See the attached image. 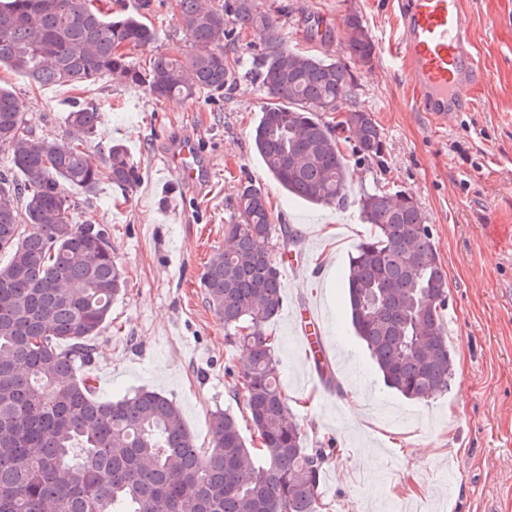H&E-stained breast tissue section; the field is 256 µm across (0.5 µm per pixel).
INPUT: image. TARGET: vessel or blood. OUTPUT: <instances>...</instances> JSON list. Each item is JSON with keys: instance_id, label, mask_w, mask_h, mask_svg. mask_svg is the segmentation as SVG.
<instances>
[{"instance_id": "obj_1", "label": "vessel or blood", "mask_w": 512, "mask_h": 512, "mask_svg": "<svg viewBox=\"0 0 512 512\" xmlns=\"http://www.w3.org/2000/svg\"><path fill=\"white\" fill-rule=\"evenodd\" d=\"M397 49L406 74L414 86L416 111L428 113L431 122L446 127L448 119L473 108L461 88L473 84L481 65L471 36V20L463 0H400ZM167 166L184 181L202 173L194 141L178 143ZM293 319L306 359L314 365L315 378H322L319 364L329 363L317 305L294 308Z\"/></svg>"}]
</instances>
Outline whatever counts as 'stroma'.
<instances>
[{
    "label": "stroma",
    "instance_id": "obj_1",
    "mask_svg": "<svg viewBox=\"0 0 512 512\" xmlns=\"http://www.w3.org/2000/svg\"><path fill=\"white\" fill-rule=\"evenodd\" d=\"M280 34L296 52L346 58L348 14H358L375 55L354 64L355 100L384 133V163L350 169V191L381 186L409 193L432 228L446 273L445 326L453 356L447 391L415 401L385 388L348 324L343 276L365 235L356 207L339 211L288 196L265 170L253 147L254 129L267 102L249 72L254 50L240 46L236 82L208 102L155 100L120 81L89 87H36L0 67V85L27 108L36 135L69 143L76 135L66 116L73 98L101 109L99 134L89 143L93 160L124 144L141 166V182L122 199L110 182L96 191H73L74 223L105 225L112 254L128 277L96 340L92 373L96 395L114 400L140 388L159 392L179 407L197 446L210 442L213 411L231 412L245 438L253 429L234 373L242 349L227 342L223 321L203 300V267L225 245L224 226L241 183L270 202L274 225L297 240L293 253L312 266L337 234L338 248L326 273L306 284L283 279V308L265 324L280 361L289 408L306 447L334 439L343 453L328 458L320 483L327 512H512V0H466L483 75L471 94L475 108L457 113L436 131L416 111L411 83L392 57L396 0H264ZM156 42L134 49L137 66L154 54L185 59L196 51L173 0L149 17ZM325 39H309L312 24ZM184 139L199 142L209 176L191 185L174 183L166 155ZM311 301L328 329L335 361L331 380L313 389L289 320L291 309ZM352 389L372 401L349 406ZM379 454L374 469L359 456L367 441Z\"/></svg>",
    "mask_w": 512,
    "mask_h": 512
}]
</instances>
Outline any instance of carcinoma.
<instances>
[{
	"label": "carcinoma",
	"mask_w": 512,
	"mask_h": 512,
	"mask_svg": "<svg viewBox=\"0 0 512 512\" xmlns=\"http://www.w3.org/2000/svg\"><path fill=\"white\" fill-rule=\"evenodd\" d=\"M175 2L202 51L186 62L156 54L137 67L127 51L156 41L146 23L155 0L117 16L93 0H0V66L36 86L115 77L156 99L194 101L224 91L238 67L236 43L249 32L261 41L254 74L268 97L253 135L264 167L288 194L345 208L350 165L339 133L354 141L357 163H380L385 151L378 122L352 97L350 64L289 50L260 0ZM345 24L349 58L370 61L375 44L362 19L352 13ZM324 112L341 119L332 125ZM100 118L94 104L74 103L67 123L80 137L61 145L36 136L21 99L0 87V150L10 158L0 169V253L8 255L0 265V512H321L323 465L335 448L305 447L264 331L283 295L260 189L241 188L224 225L228 245L202 273L225 336L249 356L234 391L259 453L229 413L212 414L210 446L199 448L161 394L95 397V339L127 281L106 229L72 222L67 189L91 193L105 178L127 198L141 179L122 144L109 147L103 165L90 160ZM357 207L374 232L349 260L351 326L387 388L411 400L446 391L448 291L426 216L401 190L365 191Z\"/></svg>",
	"instance_id": "1"
}]
</instances>
